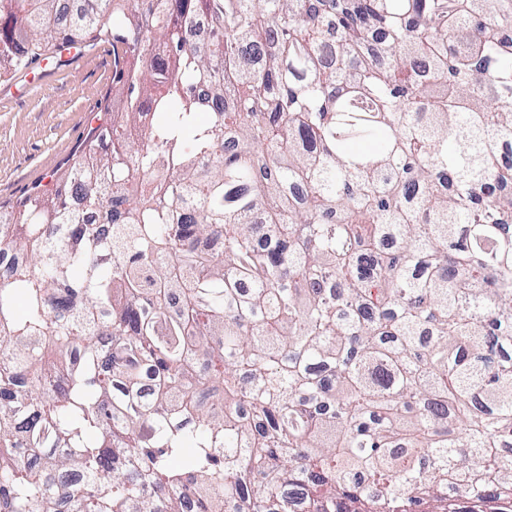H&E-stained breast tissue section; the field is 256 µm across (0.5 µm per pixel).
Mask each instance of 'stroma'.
Returning a JSON list of instances; mask_svg holds the SVG:
<instances>
[{"instance_id":"35a3bbf8","label":"stroma","mask_w":512,"mask_h":512,"mask_svg":"<svg viewBox=\"0 0 512 512\" xmlns=\"http://www.w3.org/2000/svg\"><path fill=\"white\" fill-rule=\"evenodd\" d=\"M117 62L111 42L98 41L42 86L25 87L20 74L0 83L1 207L68 169L93 129L107 123Z\"/></svg>"}]
</instances>
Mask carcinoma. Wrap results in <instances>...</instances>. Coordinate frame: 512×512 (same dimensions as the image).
<instances>
[{
	"mask_svg": "<svg viewBox=\"0 0 512 512\" xmlns=\"http://www.w3.org/2000/svg\"><path fill=\"white\" fill-rule=\"evenodd\" d=\"M321 2L0 0L1 81L125 57L56 176L111 232L0 233V512H512V0Z\"/></svg>",
	"mask_w": 512,
	"mask_h": 512,
	"instance_id": "1",
	"label": "carcinoma"
}]
</instances>
